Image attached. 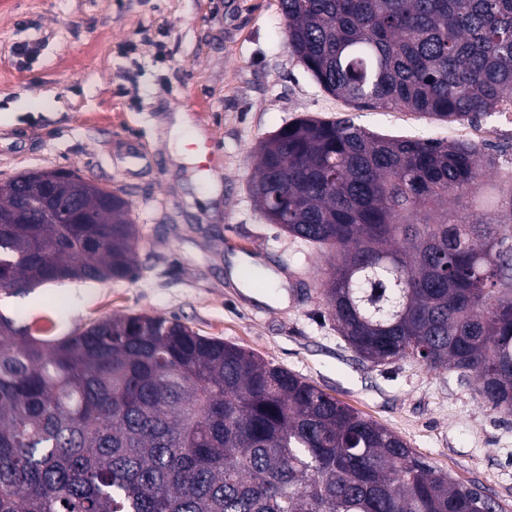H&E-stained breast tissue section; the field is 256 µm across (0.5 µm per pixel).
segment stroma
<instances>
[{
    "label": "stroma",
    "instance_id": "1",
    "mask_svg": "<svg viewBox=\"0 0 512 512\" xmlns=\"http://www.w3.org/2000/svg\"><path fill=\"white\" fill-rule=\"evenodd\" d=\"M20 47L31 53L22 68ZM180 108L218 146L212 167L172 145ZM345 115L375 132L477 144L480 189L512 191V114L448 124L353 109L289 51L278 0H0V182L76 171L122 189L141 231L136 278L1 293L0 314L20 325L51 316L57 338L115 314L178 317L302 376L512 512V417L457 372L358 358L323 295L332 251L289 236L254 205L249 175L263 140L303 116ZM233 256L282 275L287 307L233 284Z\"/></svg>",
    "mask_w": 512,
    "mask_h": 512
}]
</instances>
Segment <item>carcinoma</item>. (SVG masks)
<instances>
[{
  "mask_svg": "<svg viewBox=\"0 0 512 512\" xmlns=\"http://www.w3.org/2000/svg\"><path fill=\"white\" fill-rule=\"evenodd\" d=\"M288 48L356 109L455 123L512 102V0H279ZM477 145L299 118L249 188L288 234L336 252L324 297L352 351L475 378L512 416V225L472 218ZM0 183V291L125 280L123 191L67 171ZM82 224H63L73 199ZM500 506L395 432L178 318L119 315L45 339L0 315V512H487Z\"/></svg>",
  "mask_w": 512,
  "mask_h": 512,
  "instance_id": "obj_1",
  "label": "carcinoma"
}]
</instances>
